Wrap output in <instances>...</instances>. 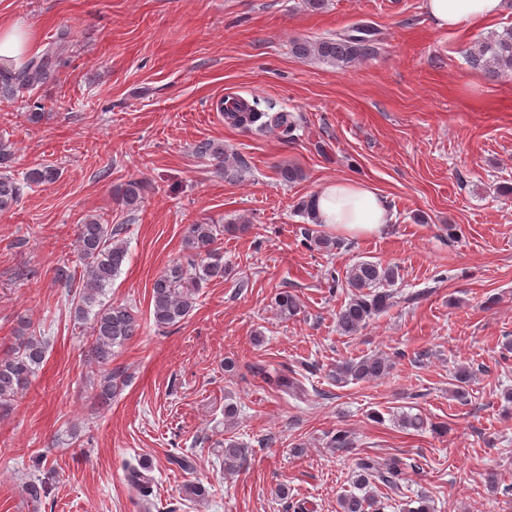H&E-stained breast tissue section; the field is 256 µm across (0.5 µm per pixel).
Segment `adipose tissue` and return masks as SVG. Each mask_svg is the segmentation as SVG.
I'll list each match as a JSON object with an SVG mask.
<instances>
[{"instance_id":"ef3b65f1","label":"adipose tissue","mask_w":512,"mask_h":512,"mask_svg":"<svg viewBox=\"0 0 512 512\" xmlns=\"http://www.w3.org/2000/svg\"><path fill=\"white\" fill-rule=\"evenodd\" d=\"M502 5L503 0H425L429 20L440 28L489 20ZM312 204L318 223L352 239L379 235L394 220L377 190L349 179L327 181L313 196Z\"/></svg>"}]
</instances>
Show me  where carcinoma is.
I'll return each instance as SVG.
<instances>
[{"mask_svg": "<svg viewBox=\"0 0 512 512\" xmlns=\"http://www.w3.org/2000/svg\"><path fill=\"white\" fill-rule=\"evenodd\" d=\"M293 53L301 58L316 59L343 68L355 60L375 52L372 30L366 25H356L348 30L322 37L318 40L296 39L292 42ZM473 63L486 72L499 77L512 73V28L489 38L476 41L467 49ZM61 64L59 49L49 48L37 60L21 69L10 63L0 62V103H11L25 91L53 82ZM234 125L245 130H277L288 138L299 127V118L291 112H272L255 99L240 112L225 113ZM200 156L210 157L224 168L229 176L236 166L224 157V146L211 141L197 146ZM59 177V169L43 165L26 171L23 180L0 172V212H6L19 202L22 184L47 185ZM143 186L130 180L116 197L118 204L128 211L139 207ZM239 230L236 224L223 227L217 224H191L185 236L188 251L186 262L168 266L152 284L151 313L154 324L160 329L176 325L193 310L196 294L204 284L224 277L223 254L218 247L222 232ZM124 226L110 227L100 220L90 218L77 225L76 244L84 265L82 284L77 293V316L85 319L93 315L86 340L89 358L104 367L97 384L98 398L109 402L124 382L125 368L112 366L115 348L139 335L140 319L132 308L122 304H106L102 297L106 287L119 275L128 258L126 245L119 239ZM398 278L397 267L378 262L360 261L350 270L346 285L351 295L336 312V326L344 336L357 334L366 323L388 304L391 293L379 290L391 286ZM275 304L281 315L294 316L300 311L298 296L288 290L277 293ZM46 355V343L32 330L18 337L6 356L0 357V408L7 407L20 391L25 389L31 377L41 368ZM391 369L390 360L379 354L363 356L359 360H344L330 372L336 384L349 381H370L386 375ZM474 373L467 367L458 368L453 376V397L465 402L469 396V383ZM280 391L295 397L303 395L300 381L288 375L276 379ZM329 448L339 451L352 445L351 434L338 429L327 442ZM224 472L238 473L249 465V448L230 437L224 439L222 448ZM417 471L415 463L407 464L400 458L380 463L370 457L361 458L355 471V486L360 493L343 494L338 499V512H370L374 506L371 487L381 484L389 489L399 488L406 470ZM152 465L139 460L127 467V479L143 498L151 495L154 478Z\"/></svg>", "mask_w": 512, "mask_h": 512, "instance_id": "carcinoma-1", "label": "carcinoma"}]
</instances>
